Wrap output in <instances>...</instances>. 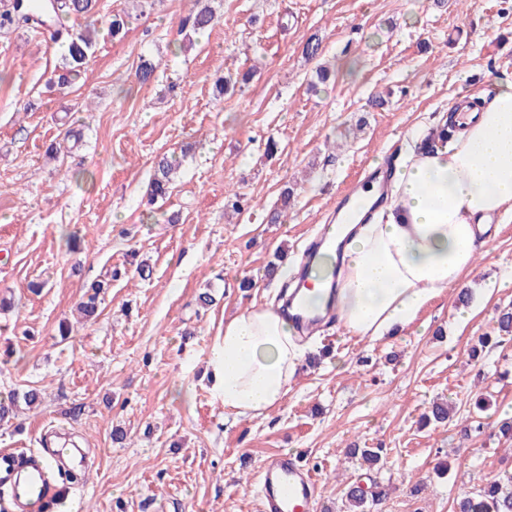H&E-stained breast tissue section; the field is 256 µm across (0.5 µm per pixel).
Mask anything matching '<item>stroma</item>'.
Segmentation results:
<instances>
[{
	"label": "stroma",
	"mask_w": 512,
	"mask_h": 512,
	"mask_svg": "<svg viewBox=\"0 0 512 512\" xmlns=\"http://www.w3.org/2000/svg\"><path fill=\"white\" fill-rule=\"evenodd\" d=\"M214 7L217 22L194 34L195 0H99L100 22L126 11L129 32L120 42L100 32L67 88L49 83L61 45L24 27L0 32V300L10 304L0 396L43 392L37 409L0 423V448L39 449L59 426L89 449L58 512H259V466L280 451L314 472L317 512H348V486L374 482L388 495L367 512H455L457 498L512 474V441L498 435L512 416V346L491 341L499 309L512 307V289L496 287L512 271V223L460 288L396 335L360 339L329 323L266 415H225L207 370L225 319L276 301L268 263L299 264L350 180L435 129L453 100L512 78V0ZM144 58L157 66L148 84L135 78ZM320 65L328 84L313 82ZM249 69V83L218 92L219 76ZM165 156L180 159L178 178L152 206L147 186ZM287 183L295 201L271 221ZM232 191L250 208L226 209ZM133 255L148 279L133 277ZM95 281L107 284L100 315L77 322ZM203 292L212 305H200ZM436 399L452 405L446 423L424 418ZM352 446L383 454L370 465Z\"/></svg>",
	"instance_id": "35a3bbf8"
}]
</instances>
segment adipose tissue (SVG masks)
Masks as SVG:
<instances>
[{
    "instance_id": "obj_1",
    "label": "adipose tissue",
    "mask_w": 512,
    "mask_h": 512,
    "mask_svg": "<svg viewBox=\"0 0 512 512\" xmlns=\"http://www.w3.org/2000/svg\"><path fill=\"white\" fill-rule=\"evenodd\" d=\"M435 148L407 149L388 202L362 224L336 227V282L307 294L334 309L345 332L377 338L411 324L431 300L470 274L493 218L512 221V80L497 83ZM306 348L287 316L252 306L225 320L210 379L226 414L257 417L279 405Z\"/></svg>"
}]
</instances>
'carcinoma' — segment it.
<instances>
[{"label": "carcinoma", "mask_w": 512, "mask_h": 512, "mask_svg": "<svg viewBox=\"0 0 512 512\" xmlns=\"http://www.w3.org/2000/svg\"><path fill=\"white\" fill-rule=\"evenodd\" d=\"M198 8L186 19L194 33H201L212 26L216 11L211 0H197ZM95 0H5L0 4V29L12 27H29L47 29L53 41H64L66 53L62 56V73L58 75V85L72 84L80 74L89 52L95 33L99 31L98 20L94 18ZM84 19V25L62 27L58 22L64 18ZM129 15L120 11L109 19L108 34L114 39L122 38L126 33ZM174 164L162 159L157 163L149 185V201L164 199L169 195ZM91 293L80 303L79 312L90 321L98 316V297L104 290L105 283L93 282ZM498 344L512 341V310L504 309L497 316ZM387 491L381 486L372 487L366 492L357 485H351L346 492V499L352 512L363 507L366 502L382 501ZM458 512H512V476L506 480H493L477 492L462 496L457 502Z\"/></svg>", "instance_id": "1"}]
</instances>
